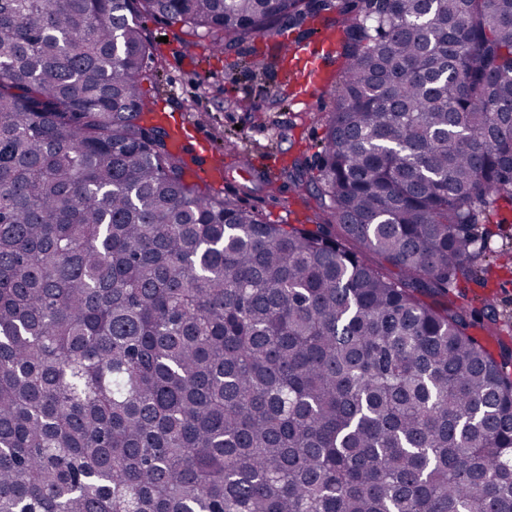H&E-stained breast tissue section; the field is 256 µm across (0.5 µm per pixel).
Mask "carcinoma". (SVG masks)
Here are the masks:
<instances>
[{
	"mask_svg": "<svg viewBox=\"0 0 512 512\" xmlns=\"http://www.w3.org/2000/svg\"><path fill=\"white\" fill-rule=\"evenodd\" d=\"M325 12V223L189 184L138 18ZM504 205L512 0H0V512H512V350L446 302Z\"/></svg>",
	"mask_w": 512,
	"mask_h": 512,
	"instance_id": "obj_1",
	"label": "carcinoma"
}]
</instances>
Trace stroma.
<instances>
[{
  "label": "stroma",
  "instance_id": "35a3bbf8",
  "mask_svg": "<svg viewBox=\"0 0 512 512\" xmlns=\"http://www.w3.org/2000/svg\"><path fill=\"white\" fill-rule=\"evenodd\" d=\"M139 23L155 43L159 81L149 95L156 108L195 127L207 140L204 151L193 141L184 147L188 166L205 167L208 153L223 154L220 196L276 224L305 223L308 211L295 192H269L256 175L268 172L273 158L283 167L298 158H314L333 109L331 89L323 88L305 104L293 100L284 108L274 106L284 89L286 64L271 61L260 74L246 66L253 52L266 51L267 39L244 43L238 53L227 55L163 19L145 15ZM461 302L476 311L491 305L501 323L512 325V261L487 287L470 288Z\"/></svg>",
  "mask_w": 512,
  "mask_h": 512
}]
</instances>
